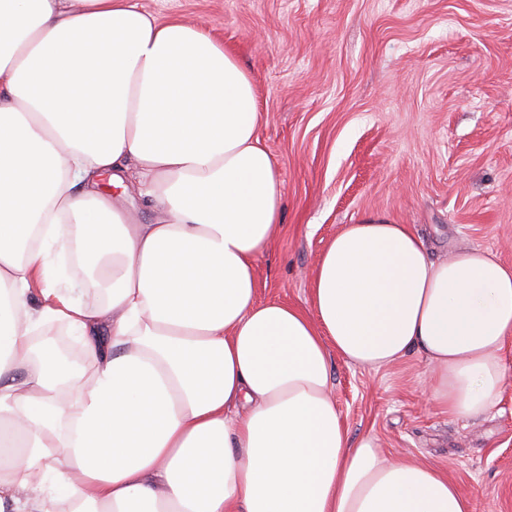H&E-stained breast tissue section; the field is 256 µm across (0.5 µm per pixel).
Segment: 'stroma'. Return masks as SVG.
I'll list each match as a JSON object with an SVG mask.
<instances>
[{
    "mask_svg": "<svg viewBox=\"0 0 512 512\" xmlns=\"http://www.w3.org/2000/svg\"><path fill=\"white\" fill-rule=\"evenodd\" d=\"M231 47L255 81L259 137L283 184L256 261L259 297L311 307L315 266L346 224L411 225L432 259L512 264V0H135ZM484 417L421 395L419 351L381 370L332 359L350 439L435 466L474 512H512V339Z\"/></svg>",
    "mask_w": 512,
    "mask_h": 512,
    "instance_id": "stroma-1",
    "label": "stroma"
}]
</instances>
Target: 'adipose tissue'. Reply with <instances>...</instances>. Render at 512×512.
I'll list each match as a JSON object with an SVG mask.
<instances>
[{
	"mask_svg": "<svg viewBox=\"0 0 512 512\" xmlns=\"http://www.w3.org/2000/svg\"><path fill=\"white\" fill-rule=\"evenodd\" d=\"M255 85L133 0H0V512H472L437 467L350 440L331 355L410 350L477 419L505 380L512 266L432 261L406 224L344 225L305 312L259 300L283 188ZM132 181L151 223L101 189ZM91 274L55 285L51 253ZM105 292L94 306L84 292ZM65 322L89 361L36 333Z\"/></svg>",
	"mask_w": 512,
	"mask_h": 512,
	"instance_id": "ef3b65f1",
	"label": "adipose tissue"
}]
</instances>
